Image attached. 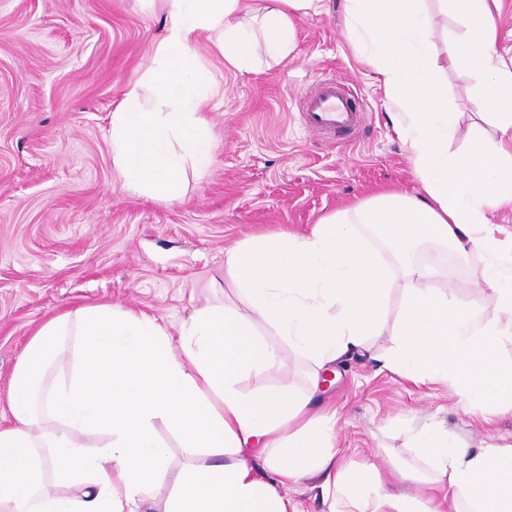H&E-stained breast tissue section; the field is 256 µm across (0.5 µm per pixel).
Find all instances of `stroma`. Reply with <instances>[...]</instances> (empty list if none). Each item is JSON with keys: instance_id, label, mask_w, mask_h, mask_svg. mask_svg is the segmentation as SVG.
Wrapping results in <instances>:
<instances>
[{"instance_id": "35a3bbf8", "label": "stroma", "mask_w": 512, "mask_h": 512, "mask_svg": "<svg viewBox=\"0 0 512 512\" xmlns=\"http://www.w3.org/2000/svg\"><path fill=\"white\" fill-rule=\"evenodd\" d=\"M168 23L161 0H0L1 427L13 421L6 396L14 368L48 320L86 305L118 306L155 318L180 345L200 308L248 310L224 269L225 249L274 231L309 234L381 188L421 191L384 87L346 29L344 0H324L320 13L299 18L292 55L262 57L253 70L225 67L199 40L195 50L218 87L213 163L202 173L186 168L177 202L129 189L113 162L112 111L146 76ZM442 68L458 117L452 147L464 149L484 98L465 70ZM332 72L357 86L368 113L350 144L309 131L299 108ZM417 259L432 269L435 287L492 309L482 256L460 262L426 247ZM257 330L280 363L245 375L241 388H304L311 364L267 326ZM332 369L311 409L334 417L348 462L382 472L417 467L406 434L430 419L472 448L512 443L511 409L462 412L451 383L407 381L363 351ZM155 433L172 447L171 474L148 487L143 512H155L172 473L190 459L165 423Z\"/></svg>"}]
</instances>
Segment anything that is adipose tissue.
Returning a JSON list of instances; mask_svg holds the SVG:
<instances>
[{
  "label": "adipose tissue",
  "mask_w": 512,
  "mask_h": 512,
  "mask_svg": "<svg viewBox=\"0 0 512 512\" xmlns=\"http://www.w3.org/2000/svg\"><path fill=\"white\" fill-rule=\"evenodd\" d=\"M169 25L145 82L131 86L112 112L114 163L126 185L151 198L182 196L185 163L213 160L206 74L193 49L206 39L226 65L242 71L261 55L283 61L295 47L296 15L321 0H163ZM500 0H439L467 26L453 62L482 82V120L465 153L449 149L456 117L430 39L423 0H346L348 22L365 61L393 107L394 130L412 155L422 195L385 190L334 212L310 234L275 232L224 255L250 312L207 306L192 317L181 350L145 314L85 306L54 318L31 338L7 391L13 423L0 427V512H138L143 492L168 468L163 420L184 447L205 449L173 478L162 512H297L281 486L321 476L333 512H512V443L470 449L440 423H425L411 446L431 469L428 490L402 489L410 474L380 473L343 462L331 416L314 414V389L283 384L247 394L249 372L274 367L279 354L256 330L277 336L320 369L365 346L415 382L453 383L459 405L512 408V360L498 346L512 337V273L486 210L512 204V67L496 53L493 8ZM459 256L487 257L491 311L434 287L409 253L419 241ZM400 315L387 320L393 283ZM70 351L68 375L54 374ZM103 439L89 447L86 432ZM259 449L262 467L242 453ZM79 484L80 495L55 486Z\"/></svg>",
  "instance_id": "1"
}]
</instances>
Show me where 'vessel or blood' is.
<instances>
[{
	"instance_id": "obj_1",
	"label": "vessel or blood",
	"mask_w": 512,
	"mask_h": 512,
	"mask_svg": "<svg viewBox=\"0 0 512 512\" xmlns=\"http://www.w3.org/2000/svg\"><path fill=\"white\" fill-rule=\"evenodd\" d=\"M307 126L319 132L331 129L356 130L368 120L356 88L340 75L321 80L314 93L302 101Z\"/></svg>"
}]
</instances>
